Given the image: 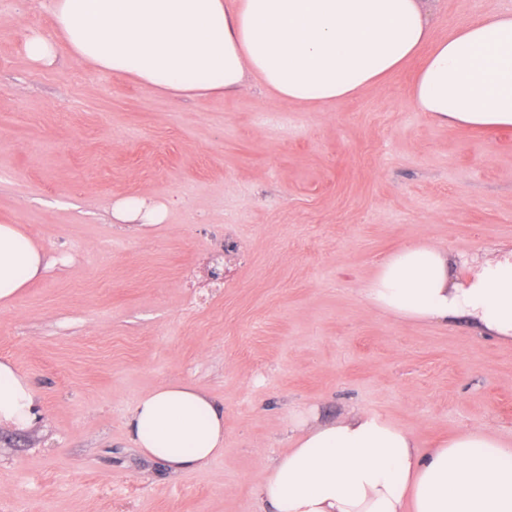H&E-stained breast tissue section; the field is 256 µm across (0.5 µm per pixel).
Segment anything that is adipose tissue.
Here are the masks:
<instances>
[{"label": "adipose tissue", "instance_id": "ef3b65f1", "mask_svg": "<svg viewBox=\"0 0 512 512\" xmlns=\"http://www.w3.org/2000/svg\"><path fill=\"white\" fill-rule=\"evenodd\" d=\"M54 36L29 28L37 68L61 54L175 97L231 95L252 83L274 99L323 105L382 86L422 57L414 104L430 120L493 132L512 126V11L482 14L434 39L426 0H49ZM144 196L112 207L120 224H160ZM43 248L0 224V307L46 271ZM370 309L402 320L462 325L512 343V243L470 258L408 242L363 289ZM31 379L0 360V427L42 417ZM291 446L261 475L262 512H512V444L467 429L423 448L382 415L355 409L333 422L297 413ZM146 458L175 474L224 453V410L188 382L142 396L128 419Z\"/></svg>", "mask_w": 512, "mask_h": 512}]
</instances>
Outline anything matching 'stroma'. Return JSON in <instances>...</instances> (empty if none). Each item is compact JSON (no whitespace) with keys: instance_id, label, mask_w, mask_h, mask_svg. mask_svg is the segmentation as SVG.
Listing matches in <instances>:
<instances>
[{"instance_id":"1","label":"stroma","mask_w":512,"mask_h":512,"mask_svg":"<svg viewBox=\"0 0 512 512\" xmlns=\"http://www.w3.org/2000/svg\"><path fill=\"white\" fill-rule=\"evenodd\" d=\"M512 0H436V36ZM47 0H0V224L48 269L0 308V360L43 406L0 429V512H260L292 416L380 414L429 448L465 428L512 443V346L401 321L361 294L407 241L463 255L512 241V129L417 112L413 59L327 106L253 87L173 99L21 49ZM148 196L160 224H118ZM221 280H212L211 270ZM165 382L224 409V453L181 474L133 448L127 418ZM166 209L144 196L127 197L112 206V216L118 224H160Z\"/></svg>"}]
</instances>
